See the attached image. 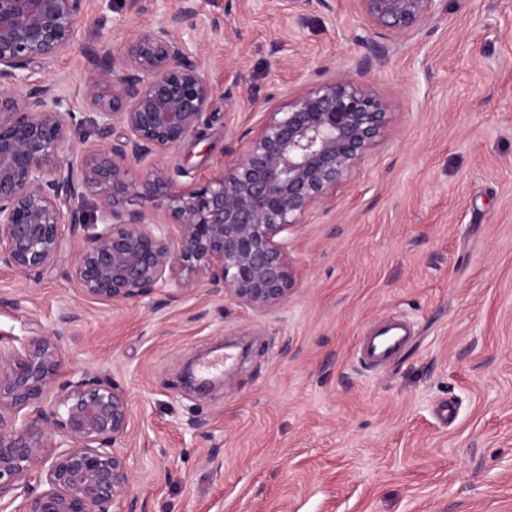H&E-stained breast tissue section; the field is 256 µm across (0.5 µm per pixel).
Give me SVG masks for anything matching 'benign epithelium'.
Returning a JSON list of instances; mask_svg holds the SVG:
<instances>
[{"label":"benign epithelium","mask_w":512,"mask_h":512,"mask_svg":"<svg viewBox=\"0 0 512 512\" xmlns=\"http://www.w3.org/2000/svg\"><path fill=\"white\" fill-rule=\"evenodd\" d=\"M84 2L0 0V265L35 277L55 262L65 226L82 224L70 277L88 299L136 301L172 283L171 301L204 286L256 310L280 306L297 277L288 236L381 137L388 100L333 72L275 112L256 106L259 131L239 156L181 190L172 155L204 136L216 98L242 94L212 83L184 39L195 0L173 12L125 0L123 23L139 24L121 50L85 51L83 98L101 144L75 163L65 149L77 115L56 83L31 73L78 40ZM350 2L387 40L381 58L438 19L443 0ZM77 183L99 200L89 215L75 205ZM63 339L55 329L0 346V497L23 489L0 512H109L126 500L134 512L128 458L115 449L129 432L128 399L102 377L63 378ZM32 479L44 489L30 490Z\"/></svg>","instance_id":"7a95c632"}]
</instances>
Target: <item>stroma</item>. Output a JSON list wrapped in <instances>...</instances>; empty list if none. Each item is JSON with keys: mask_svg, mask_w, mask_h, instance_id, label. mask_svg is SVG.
I'll use <instances>...</instances> for the list:
<instances>
[{"mask_svg": "<svg viewBox=\"0 0 512 512\" xmlns=\"http://www.w3.org/2000/svg\"><path fill=\"white\" fill-rule=\"evenodd\" d=\"M440 22L374 63L391 106L380 142L339 182L332 209L290 235L287 301L261 311L200 289L171 302L85 298L70 277L85 232L28 279L0 265V345L64 328L67 376H106L130 402L136 512H512V0H447ZM124 0H85L78 41L33 76L59 81L81 122L68 153L99 139L79 93L84 49H118ZM197 0L196 47L235 107L172 163L191 187L219 172L274 108L320 69L354 70L375 37L345 0ZM223 15L224 27L212 19ZM76 319L60 325L61 314ZM399 316L402 352L362 367L366 327ZM246 342L225 357L217 341ZM212 366L205 390L186 365ZM457 417L441 424L437 409Z\"/></svg>", "mask_w": 512, "mask_h": 512, "instance_id": "1", "label": "stroma"}]
</instances>
